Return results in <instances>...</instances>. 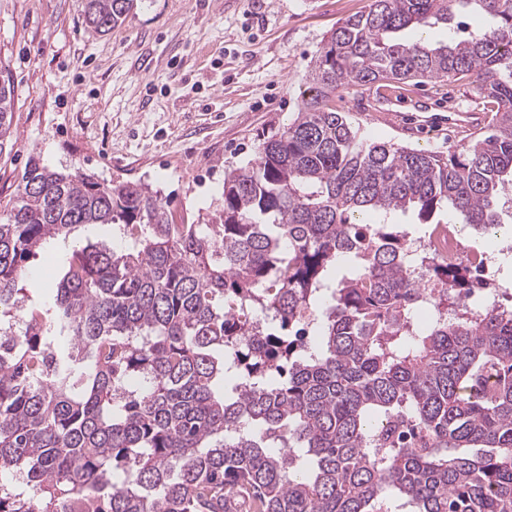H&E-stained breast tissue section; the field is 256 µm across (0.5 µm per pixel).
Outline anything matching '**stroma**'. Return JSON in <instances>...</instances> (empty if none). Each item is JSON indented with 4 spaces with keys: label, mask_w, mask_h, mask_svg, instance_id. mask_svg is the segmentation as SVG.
Instances as JSON below:
<instances>
[{
    "label": "stroma",
    "mask_w": 512,
    "mask_h": 512,
    "mask_svg": "<svg viewBox=\"0 0 512 512\" xmlns=\"http://www.w3.org/2000/svg\"><path fill=\"white\" fill-rule=\"evenodd\" d=\"M369 0H138L100 36L81 0H0V64L11 72V135L0 152V200L30 157L115 183L139 181L188 224L215 220L224 174L253 160L302 105L325 38ZM338 112L372 141L449 153L468 136L453 106L487 130L497 105L466 80L337 91ZM91 224L35 262L38 303L51 301L72 249L111 239Z\"/></svg>",
    "instance_id": "obj_1"
}]
</instances>
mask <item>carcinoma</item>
<instances>
[{"instance_id": "cac0c4a2", "label": "carcinoma", "mask_w": 512, "mask_h": 512, "mask_svg": "<svg viewBox=\"0 0 512 512\" xmlns=\"http://www.w3.org/2000/svg\"><path fill=\"white\" fill-rule=\"evenodd\" d=\"M81 2L106 34L136 0ZM468 10L486 29L428 40ZM470 76L496 125L448 155L370 142L332 106ZM308 84L224 174L216 224L172 223L143 183L27 163L0 209V512H512V307H460L474 284L446 264L427 294L391 219L501 231L512 0H371ZM13 108L0 68V151ZM86 224L121 246L73 250L34 304L30 258Z\"/></svg>"}]
</instances>
